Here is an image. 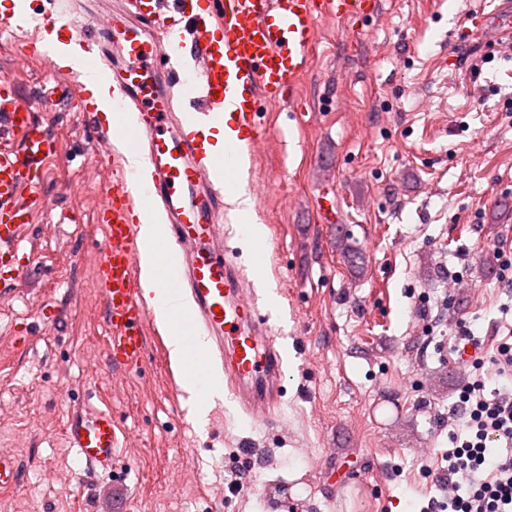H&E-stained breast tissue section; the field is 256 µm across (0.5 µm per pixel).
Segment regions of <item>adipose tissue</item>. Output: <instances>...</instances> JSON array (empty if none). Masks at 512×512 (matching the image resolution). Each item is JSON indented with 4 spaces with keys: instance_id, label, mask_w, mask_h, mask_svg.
Listing matches in <instances>:
<instances>
[{
    "instance_id": "adipose-tissue-1",
    "label": "adipose tissue",
    "mask_w": 512,
    "mask_h": 512,
    "mask_svg": "<svg viewBox=\"0 0 512 512\" xmlns=\"http://www.w3.org/2000/svg\"><path fill=\"white\" fill-rule=\"evenodd\" d=\"M160 230L159 222L144 221L138 226V239L142 244L139 253V287L147 304L152 307L157 326L167 336L170 359L174 366L184 367L186 357V332L171 317V305L189 309L190 302L182 298L172 300L169 289L160 285L161 269L156 253L151 247L153 238Z\"/></svg>"
}]
</instances>
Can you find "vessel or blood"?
Segmentation results:
<instances>
[{"label":"vessel or blood","mask_w":512,"mask_h":512,"mask_svg":"<svg viewBox=\"0 0 512 512\" xmlns=\"http://www.w3.org/2000/svg\"><path fill=\"white\" fill-rule=\"evenodd\" d=\"M93 27L68 25L76 41H91L97 54L88 70L110 77L121 97L118 111L136 115L134 131L93 125L95 162L113 167L101 211L104 240L96 262V284L104 303L112 363L139 368L152 316L136 288L138 215L159 209L166 229L153 242L160 256L175 255L177 277L161 285L186 293L190 312H176L188 337L201 336L217 348L230 391L250 415L273 413L280 393L283 358L265 333L233 257L214 242L228 218L224 185L237 175L241 153L256 154L265 134L263 110L285 102L312 61L318 17L361 19L377 0H131L110 6ZM470 22L477 39L494 32L512 35V0ZM222 38H215V31ZM235 119L236 135L224 143L223 158L209 152L200 135L223 113ZM57 150L48 125L35 119L9 80L0 81V275L18 257L22 233L43 205L38 191L46 163ZM144 159L149 183L139 187L129 155ZM66 444L95 472L117 469L112 411L89 406L68 420Z\"/></svg>","instance_id":"vessel-or-blood-1"}]
</instances>
